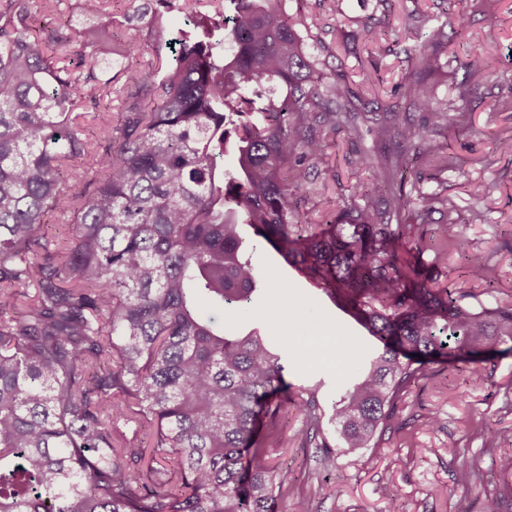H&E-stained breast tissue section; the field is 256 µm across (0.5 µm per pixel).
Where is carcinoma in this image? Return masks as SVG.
Listing matches in <instances>:
<instances>
[{
	"label": "carcinoma",
	"mask_w": 512,
	"mask_h": 512,
	"mask_svg": "<svg viewBox=\"0 0 512 512\" xmlns=\"http://www.w3.org/2000/svg\"><path fill=\"white\" fill-rule=\"evenodd\" d=\"M53 2L0 0V512H270L288 497L264 448L288 400V344L236 335L266 287L241 224L382 344L332 407L336 444L315 390L299 391L303 441L328 466L337 447H374L429 365L512 353V305L476 312L403 259L465 247L448 196L405 178L419 155L448 169L437 137L466 122L436 100L445 25L407 14L421 49L398 94L416 125L323 72L305 42L320 18L285 0H221L222 22L190 18L174 39L172 0H145L158 30L145 70L122 66L137 45L114 39L110 0L78 4L93 27L39 36ZM340 130L382 145L358 153L375 180L348 196L328 193ZM309 185L324 198L315 220L299 205ZM51 214L71 224L53 249ZM435 214L440 242L420 231ZM467 269L485 281L492 267Z\"/></svg>",
	"instance_id": "cac0c4a2"
}]
</instances>
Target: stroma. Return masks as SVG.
Returning a JSON list of instances; mask_svg holds the SVG:
<instances>
[{
    "mask_svg": "<svg viewBox=\"0 0 512 512\" xmlns=\"http://www.w3.org/2000/svg\"><path fill=\"white\" fill-rule=\"evenodd\" d=\"M466 35L481 53V71L467 80L463 58L457 57L456 37H449L441 52L444 75L436 88L439 101H458L462 88H469L467 127L448 132V151L455 164L440 174L437 188L454 202L459 229L467 241V253L490 256L495 265L493 283L472 280L465 275L464 257L449 254L440 268V285L458 294H474L488 306L512 304V149L502 148L503 138L512 135V111L502 112L497 104L512 91V0H458ZM112 32L136 42L139 50L129 66L147 68L152 59L156 34L141 21L132 0H111ZM424 13L437 26L448 17L445 0H398L392 14H385L380 0H341L336 30L322 32L309 50L318 56L324 71H342L351 86L368 101L392 102L393 86L404 80L407 65L403 49H414V41L402 39L406 14ZM387 18L390 31L369 42L365 24ZM377 62L380 80L364 82L363 72ZM371 136L351 143L347 132H338L331 152L336 158L337 192L350 193L354 187L369 186L372 171L348 163L351 150H375ZM491 183L494 193L479 199L471 187ZM483 212L485 222L473 221ZM244 241L255 247L254 261L271 281L272 287L255 301L240 320L237 330H258L278 343L279 331L266 316L274 303L290 306V322L317 328L311 340L289 339L283 361L284 377L292 388L313 386L323 409H331L344 382L352 375L342 351L352 348L362 358L376 355L378 342L358 332L336 316V307L316 285L294 269L242 226ZM480 378H473V371ZM304 415L297 401L285 403L279 422V441L268 442L266 451L288 479L290 500L279 502L277 512H293L292 498H309L313 512H387L395 504L398 512H454L465 493L461 472L477 461L487 484V494L472 497L471 512H493L492 491L512 484V472L501 467L512 455V355L497 356L471 367L430 365L425 374L409 386L398 404L388 428L372 448L337 453L332 468H325L322 454L303 442Z\"/></svg>",
    "mask_w": 512,
    "mask_h": 512,
    "instance_id": "1",
    "label": "stroma"
}]
</instances>
